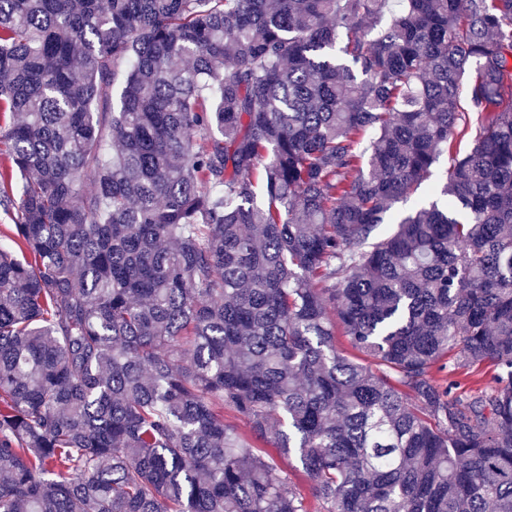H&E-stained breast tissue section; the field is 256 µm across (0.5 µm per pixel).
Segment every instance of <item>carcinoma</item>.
<instances>
[{"instance_id":"cac0c4a2","label":"carcinoma","mask_w":512,"mask_h":512,"mask_svg":"<svg viewBox=\"0 0 512 512\" xmlns=\"http://www.w3.org/2000/svg\"><path fill=\"white\" fill-rule=\"evenodd\" d=\"M510 57L512 0H0V512H512ZM492 371L489 367L483 366L476 376L468 378L460 374L457 370L453 371V364L447 363V368L438 371L434 370V376L440 382H449V381H457L459 388L455 390L458 394H463L469 390L470 387L473 386V380L479 379L482 387H487L491 382Z\"/></svg>"}]
</instances>
